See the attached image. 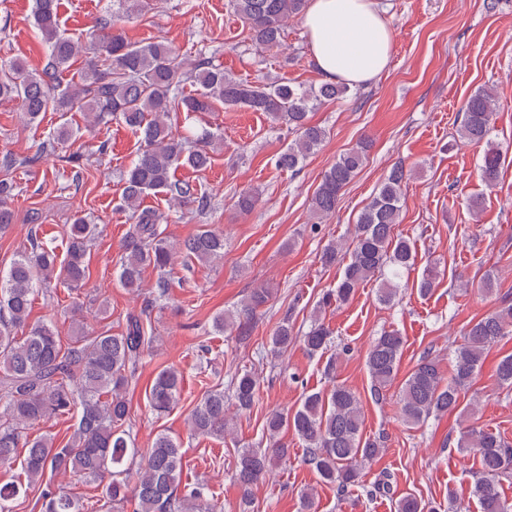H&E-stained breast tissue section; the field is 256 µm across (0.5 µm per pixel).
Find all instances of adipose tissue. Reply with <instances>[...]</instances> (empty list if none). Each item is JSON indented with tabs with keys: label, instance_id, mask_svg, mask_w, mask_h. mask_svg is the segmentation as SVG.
I'll use <instances>...</instances> for the list:
<instances>
[{
	"label": "adipose tissue",
	"instance_id": "adipose-tissue-1",
	"mask_svg": "<svg viewBox=\"0 0 512 512\" xmlns=\"http://www.w3.org/2000/svg\"><path fill=\"white\" fill-rule=\"evenodd\" d=\"M304 26L314 62L328 79L364 85L389 63L393 35L375 0H309Z\"/></svg>",
	"mask_w": 512,
	"mask_h": 512
}]
</instances>
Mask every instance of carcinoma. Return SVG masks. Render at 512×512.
<instances>
[{"label":"carcinoma","mask_w":512,"mask_h":512,"mask_svg":"<svg viewBox=\"0 0 512 512\" xmlns=\"http://www.w3.org/2000/svg\"><path fill=\"white\" fill-rule=\"evenodd\" d=\"M59 0H33L32 19L43 40L46 63L30 71L15 60L0 67V101L18 104L23 124L35 122L49 105L60 112H83L91 126L118 121L141 135L142 146L125 172L124 209L132 224L126 233L120 258L119 283L130 293L141 295L143 272L151 267L164 272L183 253L202 264L224 256V232L205 225L182 245L172 243L162 229L161 215L142 207L143 198L161 193L178 208L199 212L208 200L188 181L174 178L179 167L202 170L211 161L215 135L205 133L194 147L172 136L171 110L206 112L215 102L226 108H246L263 113L270 121L288 126L295 138L276 159V165L297 171L325 139L323 127L313 124L309 114L322 100L339 98L349 91L344 83L325 82L304 89L273 82H244L208 58L189 61L163 41L131 43L118 28L122 16L145 8V0H118L121 12L102 18L92 26L88 43L71 39L61 31ZM230 7L244 22L250 40L258 49L281 45L288 21L305 13L307 0H230ZM81 63L77 77L63 74ZM192 79L197 92L183 94L182 84ZM495 116L493 89L482 88L466 101L457 135L466 144H485L481 177L496 186L501 154L490 141ZM73 131L59 126L31 156L6 153L0 167L30 166L68 142ZM369 142L341 154L322 174L311 199L310 211L321 220L336 211L344 188L362 169ZM407 172L396 164L378 192L361 210L350 246L330 240L320 260L330 266L342 254L347 260L336 284L323 291L308 330L301 336L303 348L313 356L331 344L332 331L321 314L332 306L350 301L369 282L380 283L378 299L391 303L401 291L403 278L415 263L410 240L394 235L402 210ZM15 186L0 180V233L13 223L8 201ZM258 195L243 192L235 209L253 211ZM97 225L82 215L70 224L64 256L56 247L30 236L29 246L19 251L7 270L0 272V465L20 462L17 479L0 486V512H13L15 501L35 488L41 489V512H84L79 499L55 488L47 476L72 474L101 488V508L106 512L130 502L134 512H224V504L204 486H182L184 452L182 442L166 432L156 435L149 448H137L126 429L130 407L126 390L136 382L143 355L153 348L151 309L165 296L167 284L157 282L153 298L138 312L126 316V328L114 334L107 326L90 327L72 310L76 335L62 345L50 320L29 322L36 285L59 281L71 289L86 277L89 243ZM439 282L433 267L423 270L417 282L420 295L431 294ZM272 289L257 286L239 306L215 320L220 331H230L247 340L255 328L257 312L265 307ZM512 335V299L500 305L464 331L463 342L453 354L450 377H444L441 359L428 350L401 384L400 416L404 424L416 426L434 416H445L459 406L494 343ZM296 341L293 328L284 320L269 336L270 351L288 353ZM405 338L399 330L381 332L371 345L366 366L375 398L395 380ZM336 363L330 359L325 376L328 388L306 393L292 412L274 410L266 417V447L242 448L234 480L242 491L243 512H251L253 486L266 479L286 458L288 447L282 434L292 431L306 450L305 462L321 482L336 486L340 493L358 484L362 463L384 451L381 441L363 435L364 412L360 398L343 384L334 382ZM501 387L512 389V354L496 365ZM263 377L243 370L230 380L233 403L224 401V391H210L193 409L187 421L192 437L222 439L233 433L234 420L251 410ZM182 373L174 366L161 369L146 388L149 407L162 419L177 405ZM73 415L72 433L64 445L54 436L31 435L30 430L59 416ZM456 447L477 456L474 494L479 512H512V502L499 491L502 481L512 480V442L501 434L470 425L461 432ZM395 512H436L435 507L412 493L395 501Z\"/></svg>","instance_id":"obj_1"}]
</instances>
